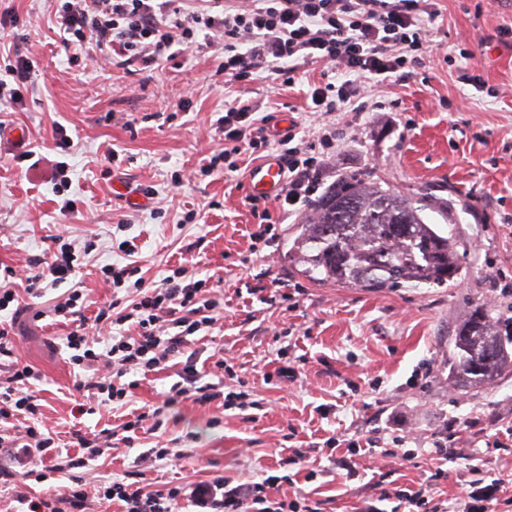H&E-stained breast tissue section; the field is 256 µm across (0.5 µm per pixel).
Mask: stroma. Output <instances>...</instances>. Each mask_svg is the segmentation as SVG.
Wrapping results in <instances>:
<instances>
[{"mask_svg": "<svg viewBox=\"0 0 512 512\" xmlns=\"http://www.w3.org/2000/svg\"><path fill=\"white\" fill-rule=\"evenodd\" d=\"M437 2L442 15L429 63L390 81L385 110L360 111V98H353L323 184L361 173L404 194L431 193L437 207L427 220L458 240L461 273L441 288L373 293L309 280L292 249L305 217L280 212L278 200L267 202L274 239L254 244L259 224L244 190L254 157L237 156L234 172L208 165L224 147L218 121L240 100L271 115L275 131L291 127L307 136L310 91L326 83V66H301L288 84L265 69L251 82L231 84L218 72L224 51L217 43L150 69L121 65L88 48L65 47L54 26L57 0H11L15 21L0 31V70L20 55L33 61L34 72L22 104L0 106V116L7 126L27 129L35 160L17 161L14 147L0 153V267L49 253L52 235L64 232L76 248L89 250L79 276L94 301L84 311L89 318L112 298L102 266L133 259L156 284L171 270L189 268L220 285L224 310L213 327L190 336L187 351L198 353L197 368L205 372L226 357L260 403L242 411L185 402L158 432L90 462L88 479L121 477L161 438L176 455L144 464L145 489L218 477L244 484L287 473L295 483L271 488L272 496L294 491L319 512H360L375 494L373 473L363 456L350 471L333 458L347 456L351 439L383 446L400 437L425 452L390 465L386 487L427 488L434 499L450 500L476 466L503 479L511 503L497 512H512V445H498L503 424L512 420V376L463 386L450 375L452 338L474 308L512 317V40L501 42L497 34L512 29V0ZM59 126L73 151L54 149ZM60 163L71 180L61 193L54 185ZM68 199L73 209L65 213ZM191 210L197 223H183ZM125 242L133 256L124 255ZM259 285L272 289L273 298L244 305L238 291ZM67 332L57 318L28 319L14 348L41 375L45 423L64 449L73 427L116 425L124 411L102 403L73 416L81 398L74 388L79 372L63 343ZM284 365L294 367V381L269 384L268 375ZM473 418L481 429L471 457L429 455L434 442L446 441L450 422ZM331 437L341 445L329 455L324 446ZM293 448L316 449L315 462L280 468ZM312 469L317 478L306 480Z\"/></svg>", "mask_w": 512, "mask_h": 512, "instance_id": "1", "label": "stroma"}]
</instances>
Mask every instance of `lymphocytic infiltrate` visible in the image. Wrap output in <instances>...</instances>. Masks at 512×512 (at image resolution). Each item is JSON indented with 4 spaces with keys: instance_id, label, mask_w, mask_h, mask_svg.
I'll use <instances>...</instances> for the list:
<instances>
[{
    "instance_id": "obj_1",
    "label": "lymphocytic infiltrate",
    "mask_w": 512,
    "mask_h": 512,
    "mask_svg": "<svg viewBox=\"0 0 512 512\" xmlns=\"http://www.w3.org/2000/svg\"><path fill=\"white\" fill-rule=\"evenodd\" d=\"M205 8L188 11L179 0H63L57 14L59 30L81 46H92L152 67L169 58L173 46H192L198 34L221 40L224 60L220 70L225 81L250 80L268 69L284 81H292L297 61L320 62L340 69L345 79L315 87L311 93L314 113L323 132L322 156L312 155L293 131L271 139L269 120L257 116L252 105L228 108L223 117L224 148L228 158L246 151L277 146L285 166V187L279 200L292 212L301 211L318 192L328 170L326 157L336 150L337 128L332 116L338 104L360 95L354 76L369 74L377 84L409 64H422L431 43L438 16L435 0H205ZM49 258L29 259L25 266L5 267L0 272V312L11 318L0 321V485L13 489V499L26 512H89L92 503L118 501L123 512H175L184 495H191L204 512H314L305 497H271L269 482L232 485L219 478L185 492L179 485L147 491L120 480L98 483L78 476L79 468L108 454L115 445L131 444L148 420L184 401L206 405L221 401L224 408L247 410L248 402L224 383L204 381L196 354H185L187 336L211 328L224 301L206 290L188 269L178 268L158 285L139 277L138 267L108 264L101 273L114 289L133 281L136 295L131 303L115 298L99 308L94 323L83 314L90 296L78 288L53 298L54 317L70 322L65 338L69 361L83 378L80 388L90 398L125 404L135 387L129 373L149 374L166 369L181 359L180 379L153 410L133 414L121 424L96 433L74 430L78 455L65 456L46 432L41 418V398L32 388L39 374L20 363L13 353L15 328L26 307L16 304L13 279L26 282L30 297L41 298L48 290L77 277L81 261L63 235L53 238ZM134 323V335L112 336L105 352H97V332L105 327ZM66 473L71 484L54 497H35L27 480H41L46 472ZM24 482H17V475ZM453 512H491L502 489L499 480H487L477 468Z\"/></svg>"
}]
</instances>
